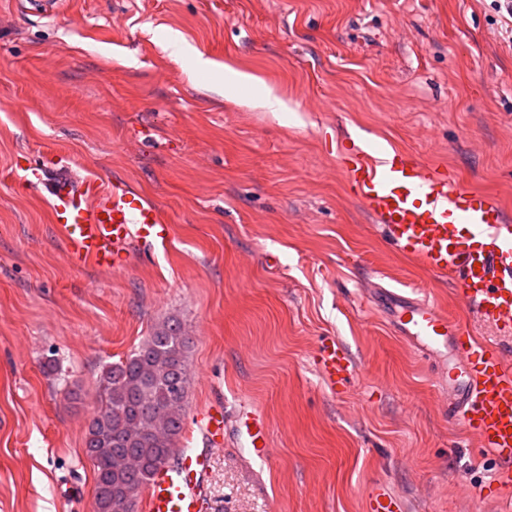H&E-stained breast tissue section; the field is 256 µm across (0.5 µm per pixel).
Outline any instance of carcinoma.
<instances>
[{"mask_svg": "<svg viewBox=\"0 0 512 512\" xmlns=\"http://www.w3.org/2000/svg\"><path fill=\"white\" fill-rule=\"evenodd\" d=\"M188 346L180 324L167 320L101 372L100 406L85 434L94 512H135L148 477L173 460L186 416Z\"/></svg>", "mask_w": 512, "mask_h": 512, "instance_id": "carcinoma-1", "label": "carcinoma"}]
</instances>
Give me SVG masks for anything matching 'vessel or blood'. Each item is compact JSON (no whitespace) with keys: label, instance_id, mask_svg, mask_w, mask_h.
I'll return each instance as SVG.
<instances>
[{"label":"vessel or blood","instance_id":"b4317fda","mask_svg":"<svg viewBox=\"0 0 512 512\" xmlns=\"http://www.w3.org/2000/svg\"><path fill=\"white\" fill-rule=\"evenodd\" d=\"M351 193L381 224L393 249L436 276L450 280L454 293L498 336L482 339L427 298L385 290L398 312L397 329L419 349L452 344L464 361L448 374L447 391L456 403L450 411L458 428L472 437L481 457L492 462L491 480L512 486V359L500 338L512 336V219L493 196L462 185L452 171L401 149L371 154L351 140L342 156ZM27 181L45 185L52 219L68 255L103 271L123 269L134 247L166 240L170 226L160 209L122 180L88 176L71 180L65 172L28 168ZM315 363L329 387L348 388L355 369L340 342L322 343ZM210 444L224 438L223 406L203 413ZM249 457L268 460V433L258 411L237 426ZM210 453L181 448L174 465L159 469L140 502L142 512H202V477ZM369 512H402L398 498L384 486L368 495Z\"/></svg>","mask_w":512,"mask_h":512}]
</instances>
